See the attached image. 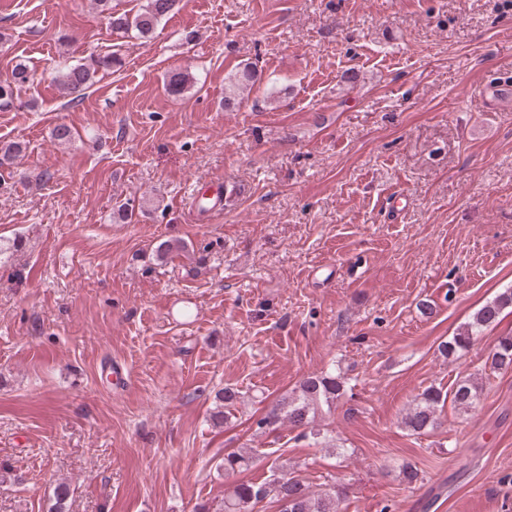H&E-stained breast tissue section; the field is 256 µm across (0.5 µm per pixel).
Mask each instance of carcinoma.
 <instances>
[{
	"label": "carcinoma",
	"instance_id": "1",
	"mask_svg": "<svg viewBox=\"0 0 512 512\" xmlns=\"http://www.w3.org/2000/svg\"><path fill=\"white\" fill-rule=\"evenodd\" d=\"M101 12L106 14L108 26L114 32L126 33L135 30L142 36L153 32L154 28L172 10L174 0H147L143 11L133 17L110 11V0H96ZM121 63L116 53L98 56L90 63H78L59 72L55 83L66 95H73L89 88L97 73L109 70ZM31 74L23 63L16 64L11 71V79L0 81V108L10 106L14 101V92L29 83ZM257 72L246 65L236 72L228 84V94L224 101L234 103L237 93L254 85ZM191 85V78L183 71H173L167 78L168 92L176 95L184 93ZM23 146L12 142L0 147V166L10 165L20 157ZM185 244L180 240H165L155 248V257L165 260L172 252L182 250ZM512 306V289H507L494 299L480 307L453 336L438 345L439 352L448 359H459L474 345L484 329L498 322L503 309ZM493 371H512V336L498 338L496 345L488 355ZM346 388L344 378L339 374H324L308 377L297 388L284 395L273 404L266 414L257 421L260 429H276L287 422L300 430V436L312 440L313 444L342 454V449L328 444L326 435L315 425V418L323 408H332ZM485 391L483 379L467 375L460 377L452 390V403L460 412H467L481 400ZM442 399L441 391L434 387L425 388L416 398V403L406 414L403 424L414 434H422L436 426L437 410ZM252 450L241 448L224 455V475L230 476L244 472L251 467ZM278 502L288 501V512H338L345 492L336 487L314 489L302 478L288 471L285 466L272 463L271 478L265 482L237 480L224 492L222 512H255L256 506L267 497Z\"/></svg>",
	"mask_w": 512,
	"mask_h": 512
}]
</instances>
